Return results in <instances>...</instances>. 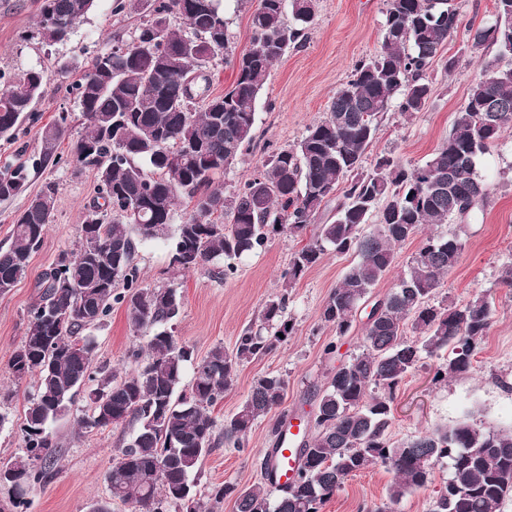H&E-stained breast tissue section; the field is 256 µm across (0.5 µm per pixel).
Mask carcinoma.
Here are the masks:
<instances>
[{"label":"carcinoma","mask_w":512,"mask_h":512,"mask_svg":"<svg viewBox=\"0 0 512 512\" xmlns=\"http://www.w3.org/2000/svg\"><path fill=\"white\" fill-rule=\"evenodd\" d=\"M94 3L43 0L42 42L68 39ZM317 6V0H259L250 16L251 43L238 52L220 0H156L130 40L84 64L60 66L62 74L79 72L74 90L84 127L73 161L95 169L97 200L82 211L76 250L60 254L38 276L26 334L7 363L15 380L36 378L21 427L25 453L10 458L22 483L44 485L52 478L51 426L83 394L89 408L78 417L81 428L137 425L119 449L121 464L106 474L109 500L91 512H111L112 500L134 512H213L226 499L234 500L236 512H321L347 477L378 464L394 481L388 502L366 512H394L405 492L426 486L434 463L444 459L448 481L429 512H497L512 494V431L463 419L406 440L388 435L396 392L422 357L451 348L452 356L433 369V381L445 382L470 368L477 341L492 323L491 304L481 296L460 307L436 301L441 278L457 264L465 242L457 233L425 235L423 227L476 221L489 197L477 163L512 124V0H496L492 22L466 29L473 47L493 46L496 56L424 163L381 156L363 167L379 118L392 104L403 113L425 106L430 71L461 27L460 13L453 0H386L380 50L355 62L327 117L226 194L215 179L255 139L258 98L270 71L302 45ZM173 17L184 28H174ZM218 57L236 77L213 96L207 66ZM48 80L43 68L30 67L7 82L0 92V140L16 139ZM68 136L64 117L46 126L33 166L57 164ZM28 179L24 162L0 167V201L23 193ZM56 195V184L46 182L14 216L12 241L0 248V296L28 278ZM184 199L193 210L171 242L179 270L222 258L227 278L244 254L283 235L309 236L291 254L282 292L262 305L261 327L244 329L232 351L216 347L201 359L168 330L182 304L177 289L142 286L135 262L138 244L165 235ZM329 209L332 216L307 233ZM418 235L407 269L367 315L362 353L338 365L317 394L314 432L300 446L295 480L274 499L261 486L230 481L211 485L208 501L196 499L204 457L222 441L243 447L255 421L283 403L285 383L269 374L254 381L221 433L210 414L237 367L272 353L291 333L283 319L288 288L328 250L355 253L358 261L320 315L336 336H345L372 288L396 267V246ZM116 304L126 306L131 327L145 338L128 352L134 369L123 376L96 363L89 335ZM409 328L419 339L407 340ZM188 363L193 375L184 391Z\"/></svg>","instance_id":"cac0c4a2"}]
</instances>
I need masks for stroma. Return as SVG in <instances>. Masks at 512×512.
Here are the masks:
<instances>
[{
	"label": "stroma",
	"mask_w": 512,
	"mask_h": 512,
	"mask_svg": "<svg viewBox=\"0 0 512 512\" xmlns=\"http://www.w3.org/2000/svg\"><path fill=\"white\" fill-rule=\"evenodd\" d=\"M42 4L43 0H0V78L10 79L32 66L42 67L49 76L17 142L0 140V166L17 160L19 149L35 153L43 126L59 116H67L71 135H80L83 126L70 86L72 78L60 74V64L80 63L111 50L115 40L129 39L150 14L146 8L136 13L120 11L116 0H98L66 41L48 46L36 29ZM385 9L386 0H318L306 41L290 50L270 72L257 110L259 139L244 148L224 176L225 191L252 178L270 152L296 144L308 126L325 118L331 97L348 79L355 61L379 50ZM445 54L457 60V69L448 73L442 63L434 64L433 92L422 111L409 115L393 107L385 112L367 159L388 154L406 164H421L443 143L470 85L481 78L496 50L473 47L461 31L447 44ZM59 154L57 165L31 174L24 194L0 202L1 246L10 242L14 215L26 207L42 184L50 179L58 187L53 222L40 250L32 256L30 278L0 296V414L8 419L0 430V460L24 451L20 426L35 387L29 379L15 381L7 362L26 332L28 310L37 298L35 277L55 264L61 252L75 249L80 210L92 201L97 188L94 170L73 163L70 142L61 144ZM478 170L490 186L479 223L431 227L433 233L455 232L465 241L461 258L443 276L437 297L457 306L477 296L486 297L493 308L492 323L479 339L467 372L433 384L436 359L427 357L405 377L396 393L389 429L396 441L465 418L497 430H512V131L480 158ZM167 243L163 237L139 246L136 261L145 286L174 288L180 293L181 311L171 327L178 341L191 347L196 357L217 346L233 349L242 331L258 322L263 303L272 295L287 293L285 318L293 326L291 336L275 352L239 366L233 386L214 408L216 424H223L245 400L256 378L275 373L286 382L280 411L255 422L245 448L222 443L206 456L197 479V492L204 498L215 482L247 486L262 482L264 457L275 442L274 427L280 413L300 421L303 430L311 429L316 392L338 364L350 361L363 349L369 308H359L350 332L341 338L335 328L320 320L329 294L357 261L351 252L327 253L285 291L282 274L301 240L285 235L276 238L265 250L238 260L236 273L228 278L223 277L220 262L188 273L173 269ZM94 339L98 363L120 375L131 371L127 354L141 339L132 331L124 306L113 307L95 330ZM331 342L337 343L338 350L325 354L324 348ZM85 410L84 398H77L71 412L53 426L55 475L29 490V512H89L93 502L108 498L105 474L134 427L78 429L76 419ZM392 479V473L380 465L349 477L321 512H359L362 505L381 502Z\"/></svg>",
	"instance_id": "obj_1"
}]
</instances>
